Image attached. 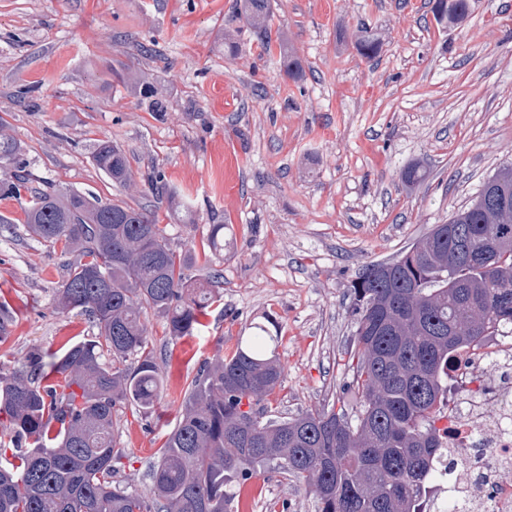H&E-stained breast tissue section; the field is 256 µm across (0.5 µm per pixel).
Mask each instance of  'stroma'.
Segmentation results:
<instances>
[{
    "label": "stroma",
    "instance_id": "1",
    "mask_svg": "<svg viewBox=\"0 0 512 512\" xmlns=\"http://www.w3.org/2000/svg\"><path fill=\"white\" fill-rule=\"evenodd\" d=\"M434 0H270L257 34L237 0H0V118L31 183L148 207L171 246L192 250L191 277L218 274L221 299L195 335L169 340L146 324L164 379L150 411L118 406L126 449L117 474L150 494L148 467L176 425L200 366L274 321L284 379L272 417L337 404L351 376V288L448 222L512 162V0H469L440 24ZM375 55L359 54L361 27ZM287 44L299 79L279 65ZM135 77L166 110L149 111ZM109 140L133 180L93 164ZM409 167L426 172L407 184ZM161 175L192 206L186 223L148 191ZM28 192L0 197V302L13 316L0 363L92 336L87 316L54 308L59 249L26 235ZM223 255L205 258L211 225ZM235 512H317L312 493L261 470L240 484Z\"/></svg>",
    "mask_w": 512,
    "mask_h": 512
}]
</instances>
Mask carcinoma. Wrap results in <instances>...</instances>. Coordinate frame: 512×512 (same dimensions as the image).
I'll use <instances>...</instances> for the list:
<instances>
[{
  "instance_id": "carcinoma-1",
  "label": "carcinoma",
  "mask_w": 512,
  "mask_h": 512,
  "mask_svg": "<svg viewBox=\"0 0 512 512\" xmlns=\"http://www.w3.org/2000/svg\"><path fill=\"white\" fill-rule=\"evenodd\" d=\"M246 25L267 29L268 0H239ZM468 0H435L438 22L459 18ZM358 51L377 52L363 30ZM284 72L301 66L280 44ZM0 121V196L26 187L16 174L20 145ZM93 158L112 182L132 178L124 152L108 141ZM26 232L60 246L61 314H86L94 336L53 357L31 351L0 365V512H233L234 486L272 463L305 485L317 512H427L438 427L457 353L512 324V164L487 179L472 203L431 231L388 274L365 267L352 285L353 375L343 386L355 412L334 407L267 418L282 386L278 336L256 325L236 350L206 362L187 386L178 423L150 470L148 499L115 479L113 415L129 403L151 410L163 379L144 315L164 319L168 336L193 335L216 299L189 277L191 257L171 248L166 227L145 207L31 187ZM224 254V225L205 241Z\"/></svg>"
}]
</instances>
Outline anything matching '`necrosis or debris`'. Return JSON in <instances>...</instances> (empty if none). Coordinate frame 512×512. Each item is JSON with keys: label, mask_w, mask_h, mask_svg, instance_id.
<instances>
[{"label": "necrosis or debris", "mask_w": 512, "mask_h": 512, "mask_svg": "<svg viewBox=\"0 0 512 512\" xmlns=\"http://www.w3.org/2000/svg\"><path fill=\"white\" fill-rule=\"evenodd\" d=\"M453 375L433 512L451 501L465 512H512V327L464 352Z\"/></svg>", "instance_id": "necrosis-or-debris-1"}]
</instances>
